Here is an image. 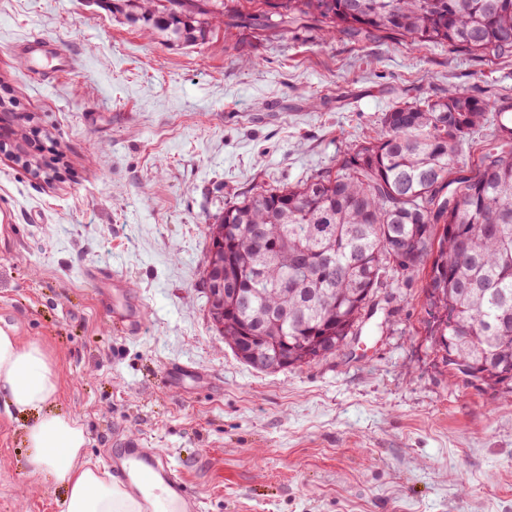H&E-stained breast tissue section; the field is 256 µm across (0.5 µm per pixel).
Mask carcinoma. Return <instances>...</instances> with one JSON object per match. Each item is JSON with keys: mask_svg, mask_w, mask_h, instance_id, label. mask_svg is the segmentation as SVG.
<instances>
[{"mask_svg": "<svg viewBox=\"0 0 512 512\" xmlns=\"http://www.w3.org/2000/svg\"><path fill=\"white\" fill-rule=\"evenodd\" d=\"M174 44L206 40L224 0H94ZM284 23L312 16L329 34L390 33L485 59L512 53V0H243ZM505 106L457 88L382 114L376 135L328 170L257 191L208 227L202 281L224 301V343L244 363L288 350V366L317 363L357 337L390 272L425 273L427 333L451 350L470 383L512 398V127L474 164L463 146ZM224 226V267L212 265Z\"/></svg>", "mask_w": 512, "mask_h": 512, "instance_id": "obj_1", "label": "carcinoma"}]
</instances>
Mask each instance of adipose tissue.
<instances>
[{
  "label": "adipose tissue",
  "mask_w": 512,
  "mask_h": 512,
  "mask_svg": "<svg viewBox=\"0 0 512 512\" xmlns=\"http://www.w3.org/2000/svg\"><path fill=\"white\" fill-rule=\"evenodd\" d=\"M62 380L63 368L48 347L22 340L14 326H0V403L10 412L38 414L25 436L31 473L50 474L65 488L63 512H142L139 498L87 460L88 436L80 419L48 411Z\"/></svg>",
  "instance_id": "1"
}]
</instances>
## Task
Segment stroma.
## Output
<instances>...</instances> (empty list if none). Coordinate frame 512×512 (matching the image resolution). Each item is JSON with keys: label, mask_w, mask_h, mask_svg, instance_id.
I'll return each mask as SVG.
<instances>
[{"label": "stroma", "mask_w": 512, "mask_h": 512, "mask_svg": "<svg viewBox=\"0 0 512 512\" xmlns=\"http://www.w3.org/2000/svg\"><path fill=\"white\" fill-rule=\"evenodd\" d=\"M236 6L177 46L90 0H0V96L59 157L48 182L0 151V325L59 357L54 407L91 459L139 438L201 512H512V402L449 379L423 273L384 282L344 355L272 374L225 346L201 284L226 205L326 170L399 103L452 86L512 98V57L258 25ZM34 31L71 71L28 75L17 46ZM90 268L124 278L138 336ZM177 363L196 377L175 384ZM32 421L0 405V512H62L63 489L29 471Z\"/></svg>", "instance_id": "35a3bbf8"}]
</instances>
